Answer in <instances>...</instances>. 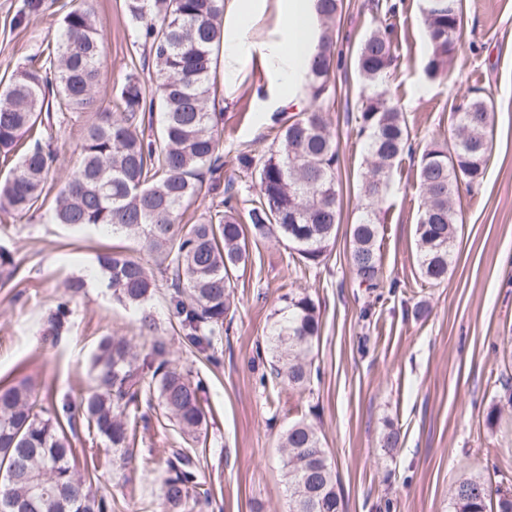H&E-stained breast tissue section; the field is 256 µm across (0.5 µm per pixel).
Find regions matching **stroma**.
Returning a JSON list of instances; mask_svg holds the SVG:
<instances>
[{"label": "stroma", "mask_w": 512, "mask_h": 512, "mask_svg": "<svg viewBox=\"0 0 512 512\" xmlns=\"http://www.w3.org/2000/svg\"><path fill=\"white\" fill-rule=\"evenodd\" d=\"M62 2L0 0V80L58 38ZM86 2L103 22L96 112H105L131 65L149 86L155 67L134 47L137 33L124 0ZM373 2L343 0L336 35L345 64L334 74L337 97L329 118L340 145L346 226L360 215L359 189L368 172L356 139L362 82L354 59L365 34L392 24L397 60L385 87L414 142L380 204L382 263L396 288L385 289L377 302L357 288L343 232L322 263L306 268L288 267L289 249L276 237L259 240L233 278L230 324L216 366L184 346L163 297L152 302L171 359L205 384L206 437L191 450L213 493L204 512H288L280 439L300 419L316 427L328 451L346 512H452L454 486L474 474L512 488V399L504 390L512 381V0H462V36L447 74L435 79L425 73L424 0H395L390 16ZM282 31L280 0H263L243 33L250 51L237 75L218 82L224 175L240 186L250 185L251 177L239 168L238 151L268 149L277 134L273 106L280 87L268 49ZM476 95L494 113L491 157L480 187L462 184L454 191L457 246L447 281L432 286L417 262L416 170L424 149L449 132L450 113ZM94 114H71L55 130L49 192L76 170L77 144ZM0 245L19 264L13 281L0 288V381L32 380L42 406L57 410L89 389L90 358L103 337L145 344L138 312L113 299L96 261L100 250L112 247L139 256L136 239L76 231L53 223L43 208L23 219L0 210ZM79 276L84 291L68 296L69 281ZM291 291L310 294L321 321L313 349L319 378L302 392L259 384L267 363L256 349L270 332L279 297ZM63 297L70 307L65 330L43 333V315ZM421 301L429 314L418 320L413 311ZM128 418L136 440L124 467H113L111 455L100 453V441L81 420L72 438L76 463L96 458L93 487L112 512H160L166 460L184 442L159 405L130 408ZM391 426L401 445L388 452L381 440Z\"/></svg>", "instance_id": "35a3bbf8"}]
</instances>
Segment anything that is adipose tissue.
Returning <instances> with one entry per match:
<instances>
[{"label":"adipose tissue","instance_id":"obj_1","mask_svg":"<svg viewBox=\"0 0 512 512\" xmlns=\"http://www.w3.org/2000/svg\"><path fill=\"white\" fill-rule=\"evenodd\" d=\"M260 0H232L234 31L224 39L223 66L225 78H232L239 69L249 46L241 33L251 22ZM286 35L271 48L269 59L276 69L286 101H293L297 85L304 76L313 51V12L310 0H282Z\"/></svg>","mask_w":512,"mask_h":512}]
</instances>
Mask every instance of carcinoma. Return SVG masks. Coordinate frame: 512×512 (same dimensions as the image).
I'll list each match as a JSON object with an SVG mask.
<instances>
[{
	"label": "carcinoma",
	"instance_id": "1",
	"mask_svg": "<svg viewBox=\"0 0 512 512\" xmlns=\"http://www.w3.org/2000/svg\"><path fill=\"white\" fill-rule=\"evenodd\" d=\"M144 56L156 68L149 90L135 70L128 72L112 100V111L97 113L80 138V162L58 191L53 220L74 229L109 226L139 239L156 256L150 270L140 258L120 250L99 254L97 263L112 297L130 307L157 294L179 325L183 341L218 363L217 344L230 311L232 273L246 265L250 241L276 234L297 254L294 263L317 265L336 242L341 219L339 145L331 131L335 26L342 0H314L322 28L307 72V106L278 119L277 147L242 151L239 163L256 179L257 191L234 190L195 224L182 223L183 208L224 169L216 66L222 44L223 0H125ZM430 52L425 71L447 72L463 27L461 0H425ZM103 23L74 5L63 17L60 40L46 44L39 64H31L0 86V160L17 162L0 182V209L24 217L38 209L56 153L49 130L69 112L94 103L101 66ZM395 59L392 27L372 30L361 42L356 69L366 82L356 116L358 136L371 159L361 184L364 200L358 221L349 225L348 262L357 286L368 293L384 287L378 239L381 202L399 157L412 151L408 121L383 83ZM159 109L156 135L153 112ZM492 115L480 98L451 116L450 137L422 153L417 182L422 205L416 224L421 277L430 285L448 280L456 246L453 187L483 181L492 150ZM17 272L14 255L0 246V287ZM265 341L273 380L307 390L313 372L314 342L321 322L315 301L304 292L280 297ZM68 313L62 301L44 319L58 331ZM92 386L78 407L65 402L50 414L37 401L29 380L0 384V512H112L92 489L93 474L77 468L75 449L62 420L81 416L88 429L112 449V465L127 460L136 434L129 407L157 397L181 435L196 440L207 426L201 382L170 358L165 340L153 335L135 352L122 338L102 339L89 371ZM289 512H344L336 473L316 429L297 421L282 435ZM163 512H195L210 504L194 458L181 449L168 459L161 483ZM453 512H512V489L492 486L472 475L452 493Z\"/></svg>",
	"mask_w": 512,
	"mask_h": 512
}]
</instances>
